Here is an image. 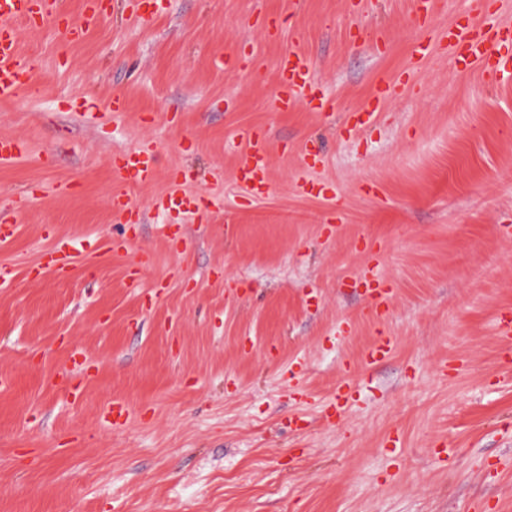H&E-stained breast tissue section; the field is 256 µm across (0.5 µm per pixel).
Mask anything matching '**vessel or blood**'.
Segmentation results:
<instances>
[{
    "label": "vessel or blood",
    "mask_w": 512,
    "mask_h": 512,
    "mask_svg": "<svg viewBox=\"0 0 512 512\" xmlns=\"http://www.w3.org/2000/svg\"><path fill=\"white\" fill-rule=\"evenodd\" d=\"M102 9V0H81V19L71 25L61 21L55 0H0V101L15 99L36 89L33 62L19 48L22 27L38 28L52 23L65 41H79L97 27ZM443 38L462 70L480 71L495 83L512 81V26L500 25L494 14L485 13L478 21L460 17L449 26ZM279 70V111L288 112L299 106L314 112L334 110V100L323 96L305 54L288 51L279 60ZM233 148L240 155L238 183L243 184L249 194L264 192L268 185L265 133L252 129L243 131ZM112 162L114 169L128 183L146 184L155 177L156 155L151 147L114 152ZM184 179V174H177L172 180V190L153 202V210L176 211L199 218L211 208L223 206V199H204L182 192L180 185ZM391 294L384 277L374 274L366 290L370 308L378 311L386 307ZM392 351V336H376L366 350L364 367H375Z\"/></svg>",
    "instance_id": "1"
}]
</instances>
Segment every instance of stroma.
<instances>
[{
  "mask_svg": "<svg viewBox=\"0 0 512 512\" xmlns=\"http://www.w3.org/2000/svg\"><path fill=\"white\" fill-rule=\"evenodd\" d=\"M464 14L477 0H435L427 24L414 0H168L141 23L111 0L80 43L23 29L38 92L0 102V136L27 146L0 163L17 219L0 243V512H512L495 332L512 312V85L448 54ZM289 50L334 111L276 110ZM251 127L270 135L259 199L226 148ZM144 144L157 177L127 186L112 154ZM177 170L224 209L113 218V193L148 208ZM62 246L80 251L64 280L46 269ZM375 259L393 290L379 318L358 284ZM382 331L394 351L364 368Z\"/></svg>",
  "mask_w": 512,
  "mask_h": 512,
  "instance_id": "obj_1",
  "label": "stroma"
}]
</instances>
